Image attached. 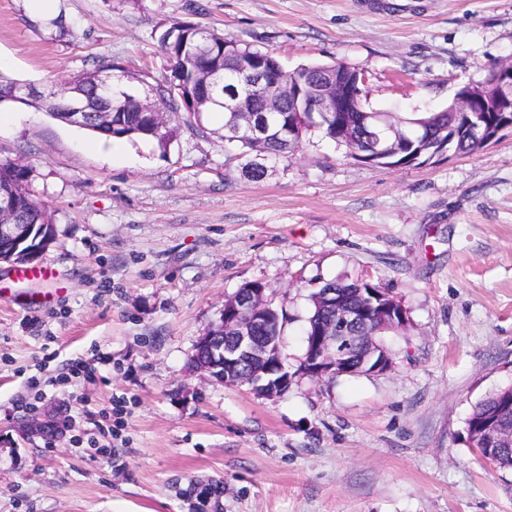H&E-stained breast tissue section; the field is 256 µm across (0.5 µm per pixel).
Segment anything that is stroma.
Listing matches in <instances>:
<instances>
[{
	"label": "stroma",
	"instance_id": "1",
	"mask_svg": "<svg viewBox=\"0 0 512 512\" xmlns=\"http://www.w3.org/2000/svg\"><path fill=\"white\" fill-rule=\"evenodd\" d=\"M0 0V74L64 93L111 68L139 97L173 20L270 51L286 69L342 62L371 109L436 112L512 58V0ZM102 141L41 105L0 103V160L31 167L54 217L39 266L0 263V512H512V470L463 440L474 404L512 383V130L469 156L377 167L308 132L258 182L213 130ZM365 280L407 311L391 370L298 374L310 295ZM260 282L285 316L281 396L189 368L224 300ZM58 409L57 438L21 437Z\"/></svg>",
	"mask_w": 512,
	"mask_h": 512
}]
</instances>
